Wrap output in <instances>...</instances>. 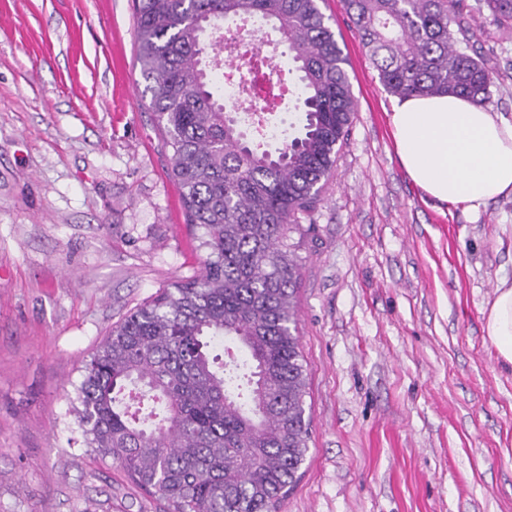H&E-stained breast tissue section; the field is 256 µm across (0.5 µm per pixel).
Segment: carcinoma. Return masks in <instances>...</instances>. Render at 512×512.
Segmentation results:
<instances>
[{
    "instance_id": "obj_1",
    "label": "carcinoma",
    "mask_w": 512,
    "mask_h": 512,
    "mask_svg": "<svg viewBox=\"0 0 512 512\" xmlns=\"http://www.w3.org/2000/svg\"><path fill=\"white\" fill-rule=\"evenodd\" d=\"M392 95L492 97L512 41V0H342ZM487 11L496 44L475 46ZM137 59L208 251L199 278L130 312L93 352L77 389L86 447L112 459L161 512H277L308 452L306 369L296 332L291 233L314 211L356 110L347 57L318 0H135ZM259 19L288 44L303 118L277 146H251L248 114L226 108L201 67L213 33ZM244 350L228 369L216 347Z\"/></svg>"
}]
</instances>
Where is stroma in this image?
<instances>
[{
  "label": "stroma",
  "mask_w": 512,
  "mask_h": 512,
  "mask_svg": "<svg viewBox=\"0 0 512 512\" xmlns=\"http://www.w3.org/2000/svg\"><path fill=\"white\" fill-rule=\"evenodd\" d=\"M318 4L357 110L298 238L310 438L279 512H512V371L482 315L512 195L476 218L427 197L396 96ZM144 89L132 0H0V512H159L71 413L112 327L206 258Z\"/></svg>",
  "instance_id": "stroma-1"
}]
</instances>
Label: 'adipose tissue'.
Instances as JSON below:
<instances>
[{
  "label": "adipose tissue",
  "mask_w": 512,
  "mask_h": 512,
  "mask_svg": "<svg viewBox=\"0 0 512 512\" xmlns=\"http://www.w3.org/2000/svg\"><path fill=\"white\" fill-rule=\"evenodd\" d=\"M396 153L431 198L464 204L471 216L512 194V121L454 94L408 97L390 116ZM484 331L512 367V283L501 282L485 309Z\"/></svg>",
  "instance_id": "obj_1"
}]
</instances>
